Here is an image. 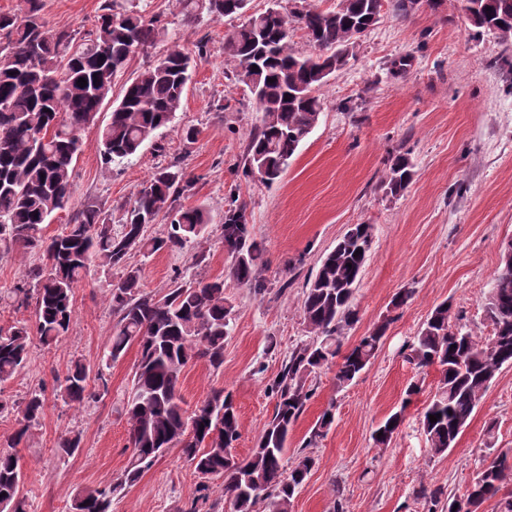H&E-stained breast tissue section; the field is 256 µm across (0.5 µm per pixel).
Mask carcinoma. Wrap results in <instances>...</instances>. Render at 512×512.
<instances>
[{"label":"carcinoma","mask_w":512,"mask_h":512,"mask_svg":"<svg viewBox=\"0 0 512 512\" xmlns=\"http://www.w3.org/2000/svg\"><path fill=\"white\" fill-rule=\"evenodd\" d=\"M23 2L19 15L0 13V244L37 249L45 264L29 271L30 287H18L7 298L20 306L34 305L37 337L49 346L68 331L74 316V288L91 264L98 260L122 268L123 279L112 289V311L119 321L100 361L110 365L133 344L140 354L122 409L132 456L115 482L79 492L74 512H110L112 493L134 485L170 448L179 449L203 478L187 512H209L212 481L220 482L233 512H256L255 506L263 502V512H291L292 499L314 464L311 456L301 452L285 466L288 435L314 395L308 378L334 362L336 386L350 384L369 366L395 320L386 316L349 350L341 351L343 331L357 322L353 296L371 254L373 225H353L306 281L301 310L313 340L295 348L268 385L276 400L273 417L251 454L238 458L234 443L240 425L231 395L215 391L188 414L179 394L190 362L205 360L215 368L224 363V340L233 311L224 297V280L188 283L178 276L174 288L156 297L142 291L140 269L128 265L134 252L145 256L163 249L182 250L204 239L207 210L174 206L196 182L180 159L153 172L133 207L123 214L120 229H114L112 219L101 210L88 207L60 234L50 239L43 235V225L65 209L71 198L81 131L94 123L129 61L155 44L164 25L158 16L126 9L118 0H103L95 30L78 38L48 26L43 0ZM247 2L180 0L188 16L205 9L218 18L244 17L224 36V74L250 92L259 114L246 145L245 172L257 174L271 186L318 124L323 110L320 88L354 56L358 40L380 20L383 6L406 19L419 10V0H337L328 10L314 8L307 0H288L286 7L282 0H272V6L250 15ZM463 9L477 33L492 32L512 46V0H463ZM293 21L313 53L294 52ZM196 49L194 57L174 44L122 85L121 99L99 131L98 151L105 165L136 155L173 122L197 60L204 58V46ZM412 61L409 54L397 57L390 61L389 72L404 77ZM81 78L87 85L78 86ZM411 179L409 158L395 156L384 179L387 191L398 195ZM161 214L169 218L167 235H146L147 225ZM221 239L233 259L232 276L244 286L262 289L263 254L250 238L243 207L227 210ZM7 298L0 295V301ZM484 308L494 326L492 337L484 339L463 330L451 304L444 301L431 310L412 344L410 360L421 368L436 366L440 372L422 419L435 454L454 447L491 380L502 367L512 365V239L502 243L500 267ZM31 340L25 323L0 326V381L23 367ZM88 372L82 360L73 361L62 389L69 402L80 405L97 397L87 388ZM43 409L40 391L29 393L19 404L0 398V413H17V428L0 447V512H25L23 473L13 449L29 437ZM330 414L332 410L327 409L320 416L307 445L316 444L331 427ZM431 414L440 418L432 422ZM401 423L402 413L391 414L373 433L375 443L388 446ZM80 444V433L66 435L58 442L59 452L69 457ZM511 480L512 463L501 454L465 490L472 512L493 498L499 512H512ZM416 496L427 504V512H449L457 499L440 488L422 487Z\"/></svg>","instance_id":"obj_1"}]
</instances>
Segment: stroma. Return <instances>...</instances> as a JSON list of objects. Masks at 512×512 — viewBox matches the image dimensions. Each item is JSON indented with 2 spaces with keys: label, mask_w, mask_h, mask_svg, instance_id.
I'll list each match as a JSON object with an SVG mask.
<instances>
[{
  "label": "stroma",
  "mask_w": 512,
  "mask_h": 512,
  "mask_svg": "<svg viewBox=\"0 0 512 512\" xmlns=\"http://www.w3.org/2000/svg\"><path fill=\"white\" fill-rule=\"evenodd\" d=\"M147 15L161 16L167 30L147 52L136 55L124 76L135 77L162 56L171 42L194 51L206 42L169 128L128 162L104 168L98 134L120 94L113 87L96 122L82 133L83 151L73 171L74 193L58 211L45 236L94 205L120 220L156 167L172 157L196 178L179 206H204L210 216L205 239L180 251L132 254L143 289L168 292L175 275L188 280L224 281L234 307L224 362L198 360L185 368L180 394L194 408L212 392L232 395L240 422L237 457L248 456L275 406L267 386L310 334L303 321V284L349 225L374 227V244L355 290L359 321L345 330L351 347L386 315L395 314L369 367L356 382L337 388L334 369L308 379L315 394L295 423L286 461L308 449L315 465L296 493L292 512H424L419 486L461 493L499 454L512 456V366L490 383L456 445L437 455L420 424L439 374L409 360L410 346L431 309L451 304L466 328L480 336L493 332L485 297L500 265V249L512 238V67L503 63L505 46L496 34L477 33L462 0H444L439 13L423 11L401 19L383 14L359 41L353 58L320 90L323 112L287 172L273 186L241 173L244 149L256 123L249 92L224 75V35L236 19L200 14L185 20L176 0H129ZM102 0H44L50 26L84 36L94 27ZM409 54L406 77L389 73L394 57ZM198 136L187 143L184 132ZM407 155L413 177L400 195L387 193L382 180L387 161ZM245 210L251 237L263 248L261 292L240 285L221 242L220 227L231 201ZM40 253L0 246V292L24 285L29 270L42 265ZM123 277L116 268L93 266L75 288L74 317L53 345L33 343L24 367L0 384V393L22 400L43 391L46 406L27 442L17 448L22 492L29 512H72L75 495L104 486L125 469L131 455L129 426L119 408L128 395L139 359L137 346L110 368L99 358L118 320L112 290ZM412 289L401 309L395 294ZM89 368V390L97 401L65 403L60 387L74 359ZM335 421L313 448L305 442L325 409ZM404 421L388 447L372 439L394 412ZM75 431L81 446L59 459L57 443ZM201 479L193 465L172 449L140 480L112 500V512H184Z\"/></svg>",
  "instance_id": "stroma-1"
}]
</instances>
